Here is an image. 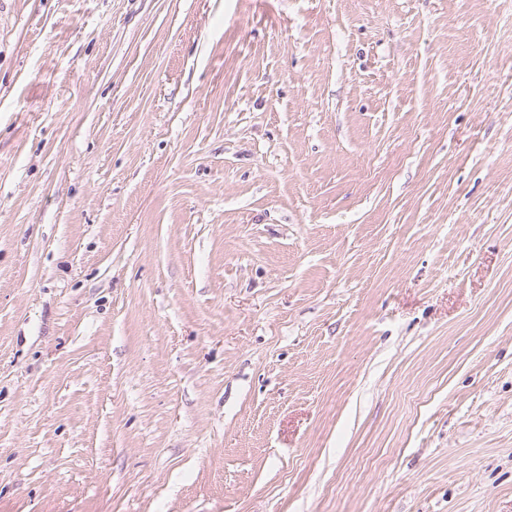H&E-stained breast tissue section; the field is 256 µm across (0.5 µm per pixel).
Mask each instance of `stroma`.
<instances>
[{
  "instance_id": "1",
  "label": "stroma",
  "mask_w": 512,
  "mask_h": 512,
  "mask_svg": "<svg viewBox=\"0 0 512 512\" xmlns=\"http://www.w3.org/2000/svg\"><path fill=\"white\" fill-rule=\"evenodd\" d=\"M0 512H512V0H0Z\"/></svg>"
}]
</instances>
